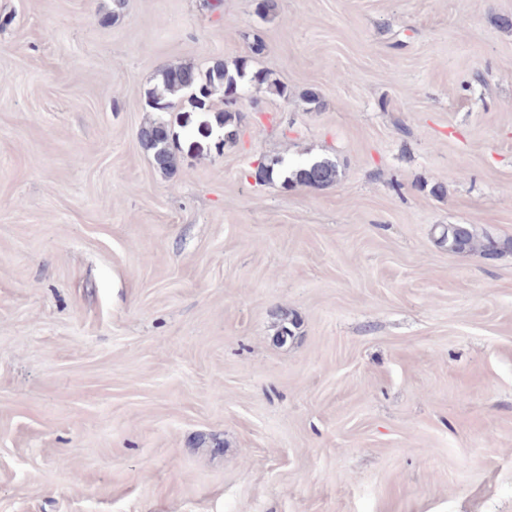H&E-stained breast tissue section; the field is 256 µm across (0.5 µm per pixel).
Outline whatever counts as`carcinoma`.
I'll use <instances>...</instances> for the list:
<instances>
[{
    "mask_svg": "<svg viewBox=\"0 0 512 512\" xmlns=\"http://www.w3.org/2000/svg\"><path fill=\"white\" fill-rule=\"evenodd\" d=\"M250 59L241 58L234 63V69L222 61L214 63L206 71L192 66H175L165 70L161 75L160 86L148 91L147 106L155 112H170L177 104L181 95L195 89L202 99L209 98L218 89H223V100L227 101L238 96L239 84L244 80L260 86H266L280 97H288V86L270 80V74L263 70L249 69ZM163 120L157 119L141 128L139 137L142 144L152 152L155 167L166 174L174 171L175 162L169 139L162 132ZM338 169L330 158L308 160L298 163L291 169H285L282 184L286 187L304 186L324 188L336 182ZM442 241L448 244L451 251H464L475 248L473 234L465 224H450L443 228ZM297 322L290 313L279 314L277 340L284 344L294 335Z\"/></svg>",
    "mask_w": 512,
    "mask_h": 512,
    "instance_id": "1",
    "label": "carcinoma"
}]
</instances>
